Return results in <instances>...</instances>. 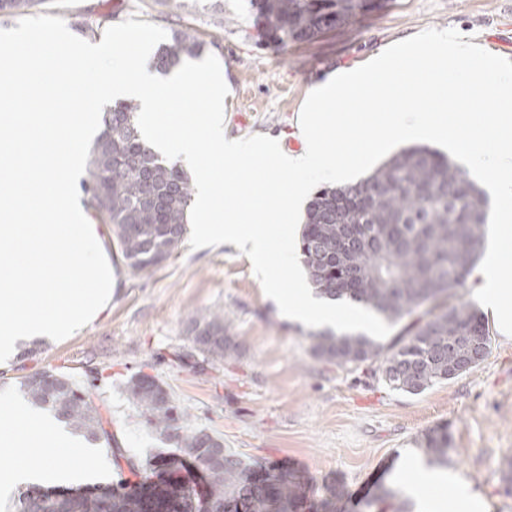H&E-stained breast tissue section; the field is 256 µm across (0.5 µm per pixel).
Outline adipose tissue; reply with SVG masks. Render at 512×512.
I'll list each match as a JSON object with an SVG mask.
<instances>
[{"instance_id": "1", "label": "adipose tissue", "mask_w": 512, "mask_h": 512, "mask_svg": "<svg viewBox=\"0 0 512 512\" xmlns=\"http://www.w3.org/2000/svg\"><path fill=\"white\" fill-rule=\"evenodd\" d=\"M484 309L499 315L504 328L512 329V284L498 278L495 265L473 275ZM73 455L60 464V447ZM0 450L16 461L12 470L0 474V500L8 499L26 484H69L99 478L106 469L103 458L81 436L71 434L53 414L10 394L0 395Z\"/></svg>"}]
</instances>
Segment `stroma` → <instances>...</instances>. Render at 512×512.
I'll return each mask as SVG.
<instances>
[{"mask_svg": "<svg viewBox=\"0 0 512 512\" xmlns=\"http://www.w3.org/2000/svg\"><path fill=\"white\" fill-rule=\"evenodd\" d=\"M32 15L63 18L71 33L97 44L126 19L167 34L190 30L223 69L226 138L291 139L310 87L326 72L353 69L392 43L426 29L455 27L512 59V0H378L375 9L309 41L280 44L248 0H41ZM115 272L112 301L91 324L66 339L35 342L0 364V393H21L29 375L52 369L90 387L109 409L112 431L130 455L164 450L155 430L125 393L147 374L168 386L192 426L224 439L249 463L288 470L308 500L336 492L341 512L370 473L393 482L403 454L447 427L449 473L464 480L483 512H512V338L489 317L490 346L474 369L413 395L390 389L366 370L349 371L312 353L310 327L284 316L263 291L249 258L228 244L180 248L157 270L134 274L122 261L109 225L99 227ZM220 310L232 348L223 362L204 361L190 327Z\"/></svg>", "mask_w": 512, "mask_h": 512, "instance_id": "stroma-1", "label": "stroma"}]
</instances>
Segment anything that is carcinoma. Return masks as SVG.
I'll list each match as a JSON object with an SVG mask.
<instances>
[{
	"label": "carcinoma",
	"mask_w": 512,
	"mask_h": 512,
	"mask_svg": "<svg viewBox=\"0 0 512 512\" xmlns=\"http://www.w3.org/2000/svg\"><path fill=\"white\" fill-rule=\"evenodd\" d=\"M36 0H0V12L23 14ZM279 40L305 41L348 19L356 0H260ZM203 45L189 31L174 33L152 53L156 72L167 74ZM133 100L103 110L100 133L90 147L83 180L86 205L113 226L122 259L137 274H148L179 247L187 232L193 185L176 163L163 161L142 138ZM487 200L466 169L427 147L396 153L364 179L322 187L307 207L300 252L310 285L329 300L356 303L390 323L405 322L384 343L362 333L321 332L313 352L342 369L366 367L394 390L420 394L478 365L489 349L483 315L457 296L471 273L484 239ZM356 224L361 244H336L338 225ZM195 348L213 362L224 360L228 327L224 313L210 312L191 328ZM28 400L51 409L72 432L103 443L125 478L87 488L33 487L18 497L17 512H144L142 492L164 487L158 512H301L303 489L286 472L244 463L226 452L224 438L190 425L189 414L155 378L129 379V400L148 417L162 440L174 445L145 461L127 454L92 393L53 370L27 377ZM428 463L448 462V427L427 431L421 440ZM192 463L205 478L200 493L178 473ZM376 512H409L403 492L380 486Z\"/></svg>",
	"instance_id": "cac0c4a2"
}]
</instances>
